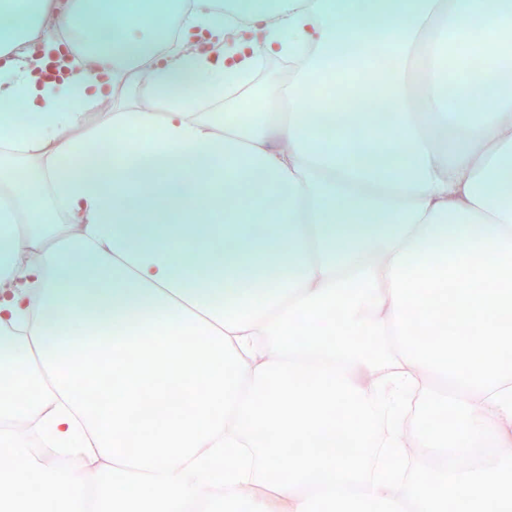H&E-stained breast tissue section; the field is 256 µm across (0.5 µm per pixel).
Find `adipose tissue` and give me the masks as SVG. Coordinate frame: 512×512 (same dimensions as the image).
Listing matches in <instances>:
<instances>
[{"instance_id":"obj_1","label":"adipose tissue","mask_w":512,"mask_h":512,"mask_svg":"<svg viewBox=\"0 0 512 512\" xmlns=\"http://www.w3.org/2000/svg\"><path fill=\"white\" fill-rule=\"evenodd\" d=\"M229 4L243 24L228 53L212 0H0V366L239 306L224 280L268 261L276 296L350 265L366 277L369 256L408 266L504 245L512 0ZM170 16L178 37L162 51ZM57 29L89 37L59 79L46 74ZM450 45L482 61L479 84L450 78ZM271 54L300 64L248 123L183 94L223 96ZM379 56L391 66L373 69ZM357 64L369 68L358 94L390 110L338 113L324 134L321 108L340 100L313 74ZM119 91L159 109L90 125L88 109ZM308 95L317 111H299Z\"/></svg>"}]
</instances>
